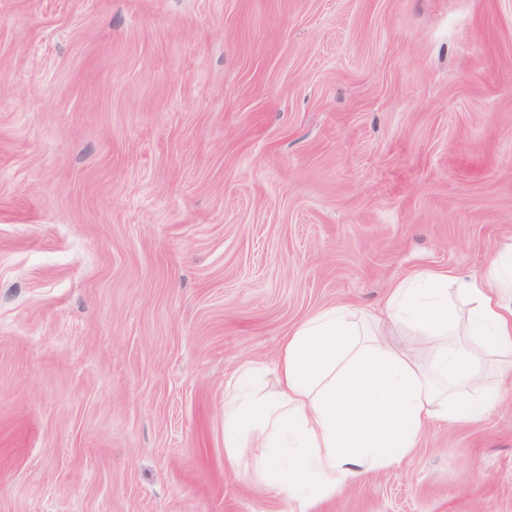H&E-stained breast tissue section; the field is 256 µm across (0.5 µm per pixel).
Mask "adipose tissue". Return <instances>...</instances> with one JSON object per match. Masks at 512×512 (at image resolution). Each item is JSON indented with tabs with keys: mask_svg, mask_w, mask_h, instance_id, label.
<instances>
[{
	"mask_svg": "<svg viewBox=\"0 0 512 512\" xmlns=\"http://www.w3.org/2000/svg\"><path fill=\"white\" fill-rule=\"evenodd\" d=\"M487 351L512 355V248L467 280L423 271L394 282L366 325L347 308L321 309L276 366L238 367L224 393V456L246 458L251 478L311 512L399 464L430 423L488 415L499 391L486 381Z\"/></svg>",
	"mask_w": 512,
	"mask_h": 512,
	"instance_id": "1",
	"label": "adipose tissue"
}]
</instances>
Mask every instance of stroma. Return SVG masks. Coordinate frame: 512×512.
I'll return each mask as SVG.
<instances>
[{
    "mask_svg": "<svg viewBox=\"0 0 512 512\" xmlns=\"http://www.w3.org/2000/svg\"><path fill=\"white\" fill-rule=\"evenodd\" d=\"M512 246V0H0V512H297L224 389ZM478 421L313 512H512Z\"/></svg>",
    "mask_w": 512,
    "mask_h": 512,
    "instance_id": "obj_1",
    "label": "stroma"
}]
</instances>
